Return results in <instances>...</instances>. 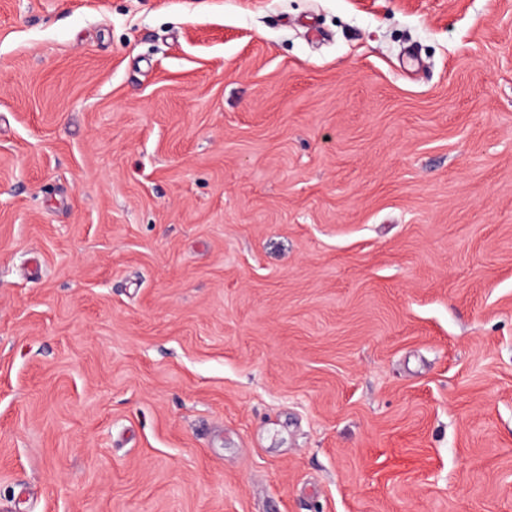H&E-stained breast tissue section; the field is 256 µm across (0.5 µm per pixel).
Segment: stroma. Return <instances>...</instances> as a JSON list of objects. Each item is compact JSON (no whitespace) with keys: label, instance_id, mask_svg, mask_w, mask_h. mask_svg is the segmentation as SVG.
I'll use <instances>...</instances> for the list:
<instances>
[{"label":"stroma","instance_id":"obj_1","mask_svg":"<svg viewBox=\"0 0 512 512\" xmlns=\"http://www.w3.org/2000/svg\"><path fill=\"white\" fill-rule=\"evenodd\" d=\"M0 512H512V0H0Z\"/></svg>","mask_w":512,"mask_h":512}]
</instances>
